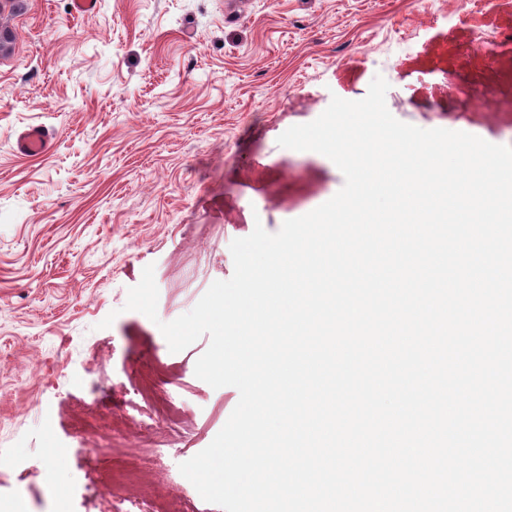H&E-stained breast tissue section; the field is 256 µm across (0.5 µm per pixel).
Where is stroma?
<instances>
[{"instance_id":"1","label":"stroma","mask_w":512,"mask_h":512,"mask_svg":"<svg viewBox=\"0 0 512 512\" xmlns=\"http://www.w3.org/2000/svg\"><path fill=\"white\" fill-rule=\"evenodd\" d=\"M227 3L0 13V495L28 512H222L179 466L239 392L196 377L209 336L173 353L158 324L232 277L234 239L342 188L328 157L278 145L288 128L379 75L399 121L512 146V0ZM38 124L56 147L18 155ZM149 265L154 321L124 308Z\"/></svg>"}]
</instances>
